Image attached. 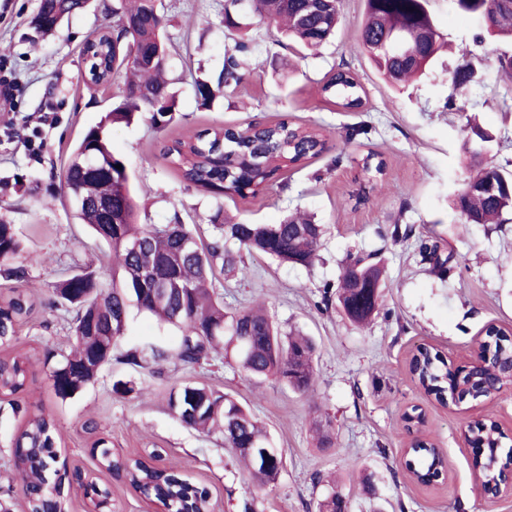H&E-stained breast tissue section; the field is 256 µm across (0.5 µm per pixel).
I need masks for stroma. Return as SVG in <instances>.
<instances>
[{"label": "stroma", "instance_id": "obj_1", "mask_svg": "<svg viewBox=\"0 0 512 512\" xmlns=\"http://www.w3.org/2000/svg\"><path fill=\"white\" fill-rule=\"evenodd\" d=\"M39 3L0 0V80L12 85V106L0 110V221L15 226L27 268L21 280L0 273V293L22 290L37 306L18 325L12 350H0L2 359L13 351L68 350L71 315L52 306L55 285L80 267L112 264L109 248L73 218L60 182L73 145L122 94V77L103 86L89 85L84 77L82 47L107 17L102 0H92L85 12L43 35L30 26ZM158 6L167 19L175 119L161 131L144 120L107 129L114 155L134 177L138 221L168 224L180 218L203 243L210 241L218 214L248 224H279L304 212L324 225L312 266L247 253L241 273L219 275L216 284L227 308L263 303L283 332L312 337L316 391L304 396L271 378L254 381L221 356L183 364L175 356L179 330L130 309L111 364L92 384L72 397H57L38 361L14 396L20 413L0 412V500L11 499L13 512H27L12 444L26 414L42 411L56 423L55 469L97 471L117 512H146L147 505L127 483L98 471L90 449L100 437L127 457L161 450V466L206 488L212 512H317L318 502L334 491L349 500L350 512H512V495L492 503L478 496L474 455L462 438L466 423L491 416L506 427L505 443L512 446V389L489 402L444 408L426 396L408 369L420 346L433 347L458 367L466 365L486 325L512 329V213L502 224H464L451 206L474 161L464 150L468 118L493 136L476 161L512 163V77L497 73V59L512 55V42L491 37L484 22L459 10L454 0H429L448 48L421 78L393 85L355 49L365 0H339L336 34L315 51L247 13L242 21L253 51L245 57V78L203 107L196 80L219 72L234 47L224 28V0H159ZM463 48L486 78L458 92L448 72L462 64ZM343 64L363 88L364 106L354 112L318 91L323 78ZM284 116L324 131L327 149L254 195L218 200L187 187L163 154L173 141L207 129ZM360 125L366 133L345 141L346 130ZM34 131L43 142L37 156L25 141ZM371 151L385 160L386 173L359 204L361 160ZM397 226L405 235L394 236ZM424 242L446 259L444 275L422 262ZM358 255L385 270L382 305L364 327L324 301L349 258ZM154 348L169 354L161 365L141 368L125 361L127 353ZM119 379L135 381L138 392H113ZM187 383L229 394L267 428L272 446L283 454L275 483L251 481L222 435L192 430L176 417L169 394ZM415 407L426 416L427 437L446 459L443 476L430 485L411 479L403 453L411 439L404 415ZM320 422L331 425L332 447L316 445Z\"/></svg>", "mask_w": 512, "mask_h": 512}]
</instances>
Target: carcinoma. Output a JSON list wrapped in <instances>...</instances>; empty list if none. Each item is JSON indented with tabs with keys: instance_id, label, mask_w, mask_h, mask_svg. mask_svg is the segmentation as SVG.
I'll list each match as a JSON object with an SVG mask.
<instances>
[{
	"instance_id": "carcinoma-1",
	"label": "carcinoma",
	"mask_w": 512,
	"mask_h": 512,
	"mask_svg": "<svg viewBox=\"0 0 512 512\" xmlns=\"http://www.w3.org/2000/svg\"><path fill=\"white\" fill-rule=\"evenodd\" d=\"M461 10L491 18L486 28L496 36L512 40V0H455ZM87 0H41L30 24L47 34L71 16L86 10ZM428 0H365V13L357 51L367 55L376 70L390 83L405 82L424 73L437 55L443 40L427 9ZM112 14V30L99 32L85 42L83 56L89 67L98 69L97 79L110 82L124 71L127 78L122 99L72 148L62 169V181L70 198L85 197L87 206L77 207L74 217L88 225L112 250V267L99 270L85 267L54 288L57 305L73 313L68 352L48 350L43 364L50 367L55 394L63 399L92 383L101 367L112 361V345L123 335L129 308L148 313L181 332L177 358L195 365L219 350L230 354L242 371L256 380L273 377L294 391L315 392L314 342L307 336L280 331L260 306L230 312L222 294L213 284L216 268L225 273L242 270L241 251L259 252L281 262L308 267L318 258L324 225L302 216H291L281 224H223L214 222L215 234L207 245L199 243L185 225L139 224L130 188V173L110 149L105 128L114 122L127 124L147 120L157 130L174 120L176 98L165 77L166 64L157 58L166 52V19L154 0H116L105 8ZM250 11L262 20L281 26L285 35L307 49L323 45L335 32L339 20L338 0H224V29L233 34L241 29L240 14ZM401 33L405 50L396 54L384 48L389 37ZM251 51L249 41H235L234 53L224 59L215 75L196 83V96L203 107L217 94L238 86L244 79L238 55ZM481 78L466 61L448 73L456 91ZM362 87L350 69L339 68L325 77L321 93L341 100L346 109L363 104ZM465 150L475 157L491 136L478 126L469 127ZM327 138L319 131L295 126L287 121H252L245 126L214 128L187 140H178L165 149L166 158L182 173L189 187L204 190L215 198L224 195L255 194L288 169H299L326 150ZM121 168H116V165ZM385 163L368 153L362 171L368 180L383 173ZM487 168L470 175L453 206L465 224H502V216L512 211V171L496 169L499 186L491 193L484 188ZM108 202L116 224L104 221L99 202ZM234 243L238 250L228 247ZM22 244L13 225L0 221V261L21 257ZM372 278L382 283V272L363 257H355L345 267L336 290L338 305L350 322L365 325L378 312L370 306L350 313L357 297L355 281ZM35 304L16 292L0 297V347H9L16 326L32 316ZM485 342L491 348L490 366L505 372L512 365V340L506 331L489 325ZM167 351L154 349L148 355L131 353L126 361L142 367L160 363ZM303 364V376L294 375ZM31 357L19 354L0 360V396L21 390L26 382ZM414 371L424 393L436 400L454 398L460 403L487 392L490 370L466 382V387L448 380V364L437 352L419 350ZM169 406L186 426L201 432L218 431L224 444L236 450L252 479L271 484L283 466L277 455L267 467H258L246 449L270 445L267 433L236 400L217 395L206 387L186 384L170 393ZM55 423L43 414L30 413L14 441L13 454L22 472V491L29 512H67L62 485L80 480L81 471L59 473L52 468L56 459ZM472 436L486 450L481 462L487 477L497 481L500 469L512 460V448L504 449L502 434L487 420L475 422ZM417 463L409 464L421 478H440L444 465L433 448L412 450ZM93 456L111 472L123 469L128 480L147 497L163 504L168 512H184L193 504L208 508V493L173 469L159 470L144 460H124L112 452L101 437L93 443Z\"/></svg>"
}]
</instances>
